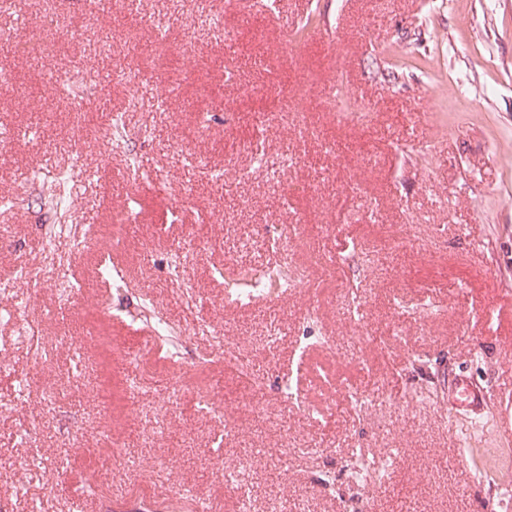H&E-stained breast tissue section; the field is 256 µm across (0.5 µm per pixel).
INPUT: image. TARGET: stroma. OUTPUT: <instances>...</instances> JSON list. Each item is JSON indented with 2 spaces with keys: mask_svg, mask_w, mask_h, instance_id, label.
I'll return each mask as SVG.
<instances>
[{
  "mask_svg": "<svg viewBox=\"0 0 512 512\" xmlns=\"http://www.w3.org/2000/svg\"><path fill=\"white\" fill-rule=\"evenodd\" d=\"M57 2L55 26L42 0L0 10L13 76L0 129L14 135L0 141V196L25 197L0 209V310L38 328L0 318V512H192L201 498L237 512L241 490L252 512H512V0H99L92 20L84 0ZM86 59L100 89L76 129L50 80ZM128 67L157 105L126 111ZM205 110L217 120L203 132ZM119 114L129 138L116 145ZM70 161L82 289L66 299L65 282L20 274L42 260L32 171ZM234 166L249 177L225 181ZM131 199L135 222L117 223ZM290 220L288 256L314 287L225 307L213 265L266 261L269 225ZM350 253L360 268L343 264ZM105 259L123 283L102 282ZM146 300L179 326L177 365L139 323ZM315 320L329 347L299 346ZM228 339L265 386L220 363ZM411 354L471 376L486 412L449 426L447 399L417 403ZM287 374L329 378L306 394L324 413L284 397ZM202 395L228 409L232 435L199 411ZM283 441L307 456L282 465ZM30 448L40 461L21 467ZM356 448L393 459L372 489L348 477ZM164 483L176 490L157 498Z\"/></svg>",
  "mask_w": 512,
  "mask_h": 512,
  "instance_id": "stroma-1",
  "label": "stroma"
}]
</instances>
